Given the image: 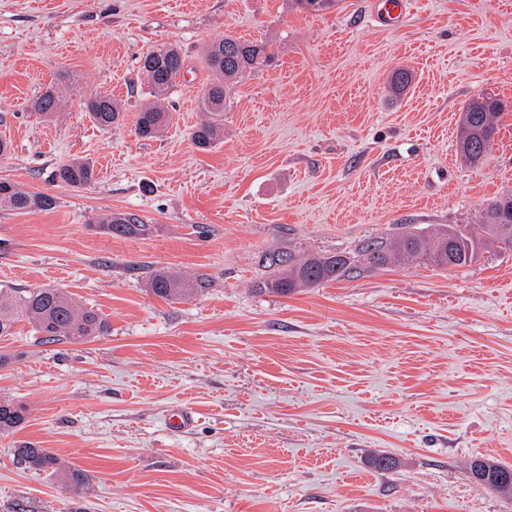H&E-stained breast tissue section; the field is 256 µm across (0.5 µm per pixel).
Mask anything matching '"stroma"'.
<instances>
[{
  "instance_id": "1",
  "label": "stroma",
  "mask_w": 512,
  "mask_h": 512,
  "mask_svg": "<svg viewBox=\"0 0 512 512\" xmlns=\"http://www.w3.org/2000/svg\"><path fill=\"white\" fill-rule=\"evenodd\" d=\"M269 40L235 84L224 137L196 149L204 48ZM174 44L184 74L159 137L135 133L144 55ZM414 74L395 92V69ZM65 81L55 115L31 112ZM490 92L512 106V0H376L322 14L293 0H0V180L55 197L0 210V286L60 288L107 334L0 340V399L28 408L0 434V512H512L477 484L475 457L512 465V250L463 268L388 265L289 296L260 293L257 255L354 252L398 225L479 223L512 192V113L478 166L456 151L460 113ZM112 95L111 129L80 104ZM74 158L94 180L56 181ZM133 213L130 238L98 219ZM206 276L179 302L152 271ZM183 406L194 427L169 431ZM47 449L88 487L17 463ZM396 458L383 473L372 454Z\"/></svg>"
}]
</instances>
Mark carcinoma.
I'll return each instance as SVG.
<instances>
[{"label": "carcinoma", "instance_id": "carcinoma-1", "mask_svg": "<svg viewBox=\"0 0 512 512\" xmlns=\"http://www.w3.org/2000/svg\"><path fill=\"white\" fill-rule=\"evenodd\" d=\"M205 59L214 78L199 99V109L210 120L196 127L192 141L200 151L212 149L224 134V112L230 87L246 73L269 64L274 54L264 41L242 40L226 36L206 45ZM184 59L175 46L160 48L142 61L147 77L148 95L153 101L137 114L135 133L141 138H154L169 125L171 113L163 106L183 74ZM63 98L61 87L50 85L32 102L35 112L48 114L58 109ZM82 111L99 128H112L122 117V107L109 94H94L81 103ZM506 109L497 97L484 96L470 100L462 111L457 133V152L472 166L481 161ZM55 177L71 187H83L94 179L89 161L74 159L64 164ZM54 197L32 193L20 185L0 180V208L18 213L47 211L55 207ZM100 223L116 235L140 237L148 233L149 225L130 213H111ZM488 244H498L512 250V193L490 201L479 224H459L455 227L436 225L429 230L402 224L393 234L373 240L354 254L307 253L297 255L290 250H262L258 266L263 277L256 290L282 296L317 288L323 284L359 274L369 268L385 266L401 259H418L437 267H463L473 262ZM206 279L188 280L171 271H156L147 287L166 301L184 300L206 288ZM26 320L33 326L37 339L47 343H79L101 336L108 323L98 312L77 302L60 288L0 287V338L15 334L18 322ZM27 420V409L9 399H0V433H9ZM19 464L34 470H53L69 484L84 486L89 476L79 469L61 470L58 459L44 448L31 446L16 449ZM471 463L481 466L475 481L491 488L497 495L512 499V466L488 458L476 457Z\"/></svg>", "mask_w": 512, "mask_h": 512}]
</instances>
